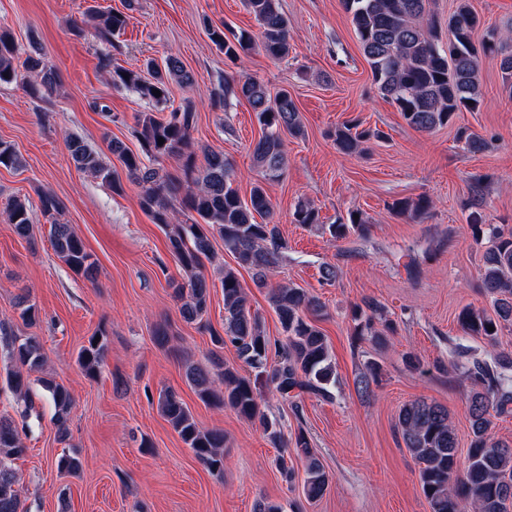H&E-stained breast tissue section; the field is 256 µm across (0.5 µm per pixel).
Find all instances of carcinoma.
Returning <instances> with one entry per match:
<instances>
[{
  "instance_id": "cac0c4a2",
  "label": "carcinoma",
  "mask_w": 512,
  "mask_h": 512,
  "mask_svg": "<svg viewBox=\"0 0 512 512\" xmlns=\"http://www.w3.org/2000/svg\"><path fill=\"white\" fill-rule=\"evenodd\" d=\"M351 22L370 65L373 81L382 96L401 113L407 124L421 132H431L447 125L463 108L476 107L481 100L478 79L481 56H501L503 79L512 92V44L495 39L493 34L478 36L481 19L468 0H459L441 22L433 8V0H343ZM246 7L259 26L257 38L246 34L224 33L221 27L207 28L211 42L224 51V57L236 60L240 53L253 47L266 55L281 59L289 54L288 21L281 12L279 0H245ZM100 38L109 40L127 24L122 12L90 13ZM18 49L11 33L0 30V83L18 76ZM102 69L112 83L135 91L141 98L157 105L167 102L173 83L190 85L193 76L181 60L170 55L163 64H147L151 78L140 72L115 66L105 58ZM23 68L37 74L40 83L30 85V93L52 92L61 85L55 66L34 46L23 61ZM160 91L157 97L152 90ZM246 100L262 125V136L254 146L253 159L261 173L247 198L234 186V171L221 151L204 153V163L197 164L192 150L191 131L195 113L185 108L173 109L164 117L142 112L137 117L136 136L143 155L129 150L122 141L112 140L111 151L123 164L127 179L140 187V206L162 230L168 252L184 273L180 281L169 282L173 296L180 302L179 312L186 322H202L207 313L210 289L203 272L204 261L210 259L212 238L224 242L238 268L252 271L258 288L271 289L270 301L278 316L283 336L275 341L266 335L261 317L251 311L238 278V268L224 267L221 284L224 291V324L216 329L209 323L204 328L216 351L212 365L218 370L223 388L214 387L210 370L187 361L185 377L198 398L206 405L225 407L239 417L253 420L260 416L262 392L258 382L283 397L306 392L317 399L334 398L336 371L327 339L307 319L319 314L323 304L318 296L291 285H274L271 277L287 259V246L279 225L268 221L272 203L264 183L273 182L285 172L288 157L285 136L304 135L297 105L291 95L280 90L272 92L264 83L246 77L224 86V105L231 98ZM164 144H158V139ZM385 138L383 132L360 127L351 121L336 129L334 141L343 153L352 155L363 150V144ZM68 151L78 170L101 177L112 191H123L119 176L106 167L100 154L82 138L72 136ZM175 158L180 173L175 175L159 167L160 160ZM21 159L14 146L0 140V167L16 168ZM186 189L180 198V210L171 206V199ZM430 207L426 197L403 198L391 204L398 216L417 220ZM63 202L51 193L41 197L43 216L52 220L51 244L56 255L77 275L92 281L97 263L70 225L59 222ZM9 220L15 232L28 237L34 218L25 203L13 200L8 204ZM262 221H257V218ZM293 222L305 227L320 226L318 211L308 205L298 206ZM473 238L487 241L479 267L481 288L492 301L494 314L483 309L465 307L458 314L460 330L467 336L481 337L495 345L497 337L512 326V230L484 222L479 210L469 216ZM332 239L339 241L351 235L367 236L366 219L349 214L346 222L328 226ZM20 318L28 325L39 320L38 310L22 296L16 302ZM378 304L366 299L352 311L354 333L384 343L396 333L387 322L377 330L373 313ZM231 343L238 358L256 371L255 378L243 376L224 365L217 350ZM106 343L90 338L78 354V364L89 378L98 376L104 363ZM0 355L13 363L6 372L7 386L33 405L34 394L22 370L38 371L44 365L42 346L35 336L19 339L13 327L0 322ZM380 374V365L370 361L356 378L357 391L367 396ZM465 374L473 388L468 397L467 412L470 442L466 454L459 453L455 428L448 409L425 400L404 405L398 415V433L409 453L420 464L419 482L429 503L430 512H512V442L499 439L492 430L490 412L507 417L512 414V355L495 353L491 361L472 359L465 364ZM55 406V424L59 435H65L73 408L69 391L58 384L46 383ZM157 407L190 449L194 457L213 473L224 472V431L203 429L195 421L188 406L172 390L159 393ZM269 440L277 447L293 444L295 456L307 461L303 495L317 501L327 492L329 477L315 457L310 439L298 428L294 440L284 439L279 424L262 420ZM18 428L8 419L0 418V512H24L18 478L4 458L24 455Z\"/></svg>"
}]
</instances>
